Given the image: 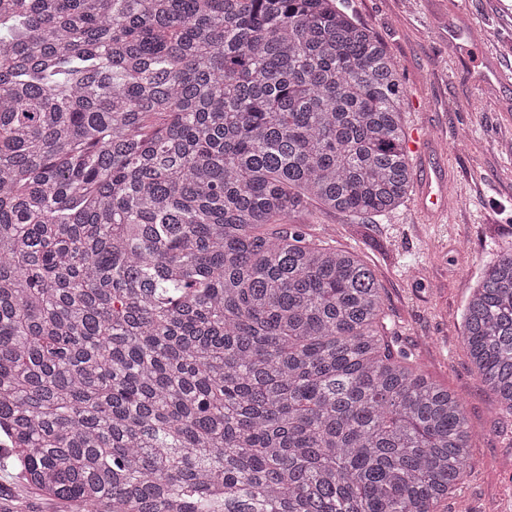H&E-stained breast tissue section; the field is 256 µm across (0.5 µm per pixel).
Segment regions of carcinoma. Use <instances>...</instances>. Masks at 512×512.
<instances>
[{"label":"carcinoma","instance_id":"obj_1","mask_svg":"<svg viewBox=\"0 0 512 512\" xmlns=\"http://www.w3.org/2000/svg\"><path fill=\"white\" fill-rule=\"evenodd\" d=\"M345 0H0V432L78 512H440L461 403L356 253L412 185ZM512 415V252L464 314Z\"/></svg>","mask_w":512,"mask_h":512}]
</instances>
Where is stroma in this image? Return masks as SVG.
<instances>
[{"mask_svg":"<svg viewBox=\"0 0 512 512\" xmlns=\"http://www.w3.org/2000/svg\"><path fill=\"white\" fill-rule=\"evenodd\" d=\"M397 60L414 175L438 171L448 210L432 223L409 193L363 224L314 211L307 233L357 253L383 289L396 345L448 388L474 433L467 475L442 512H512V415L480 381L463 313L484 268L512 250V0H349ZM13 512H76L0 469Z\"/></svg>","mask_w":512,"mask_h":512,"instance_id":"stroma-1","label":"stroma"}]
</instances>
